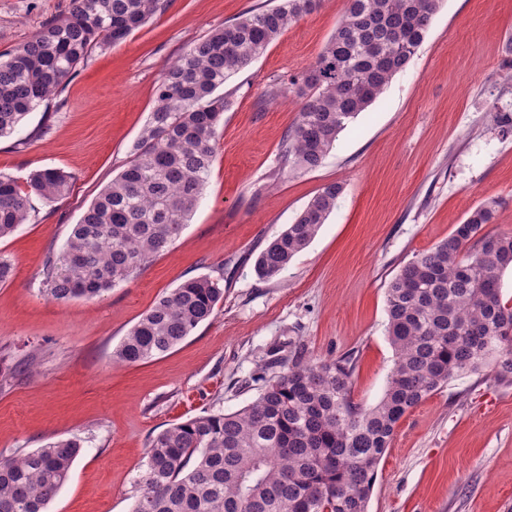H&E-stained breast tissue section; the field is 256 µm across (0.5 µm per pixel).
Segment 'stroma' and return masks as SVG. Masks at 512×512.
I'll return each instance as SVG.
<instances>
[{
  "instance_id": "stroma-1",
  "label": "stroma",
  "mask_w": 512,
  "mask_h": 512,
  "mask_svg": "<svg viewBox=\"0 0 512 512\" xmlns=\"http://www.w3.org/2000/svg\"><path fill=\"white\" fill-rule=\"evenodd\" d=\"M266 0H169L121 44L97 48L49 107L0 138V174L59 168L69 195L34 199L35 221L0 239V453L78 438L82 450L49 512H131L152 437L170 424L235 412L295 351L351 355L352 396L382 398L393 350L386 288L484 200L491 232H512V0H442L408 67L340 134L322 165L286 174L278 151L301 101L265 95L312 64L347 0H323L235 73L223 93L217 157L181 237L137 278L65 302L43 268L131 157L169 64L213 28ZM72 0H0V53L67 13ZM330 182L334 211L281 275L255 263ZM223 276L213 316L173 350L119 364L113 352L183 280ZM369 512H512V380L467 374L409 411L380 462Z\"/></svg>"
}]
</instances>
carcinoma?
Wrapping results in <instances>:
<instances>
[{
    "mask_svg": "<svg viewBox=\"0 0 512 512\" xmlns=\"http://www.w3.org/2000/svg\"><path fill=\"white\" fill-rule=\"evenodd\" d=\"M322 0H278L192 43L166 68L130 161L83 212L48 258L45 292L56 301L95 299L141 274L182 235L205 190L229 102L227 79ZM442 0H348L314 63L270 96L302 104L279 148L282 169L320 167L339 135L366 111L422 45ZM168 0H73L0 59V137L48 105L98 47L116 45ZM57 168L25 181L0 174V238L35 217L31 197L65 198ZM343 185H324L292 224L259 253L255 271L288 269L336 207ZM498 201L486 200L432 248L401 267L386 289L394 351L384 395L372 407L352 397L351 356H295L232 413L173 423L149 443L132 512H368L377 467L402 417L454 377L485 369L512 378V306L501 298L512 271V233H490ZM224 276L201 275L162 295L123 337L114 356L137 363L162 355L208 321ZM78 439L0 455V512H47L80 454Z\"/></svg>",
    "mask_w": 512,
    "mask_h": 512,
    "instance_id": "1",
    "label": "carcinoma"
}]
</instances>
